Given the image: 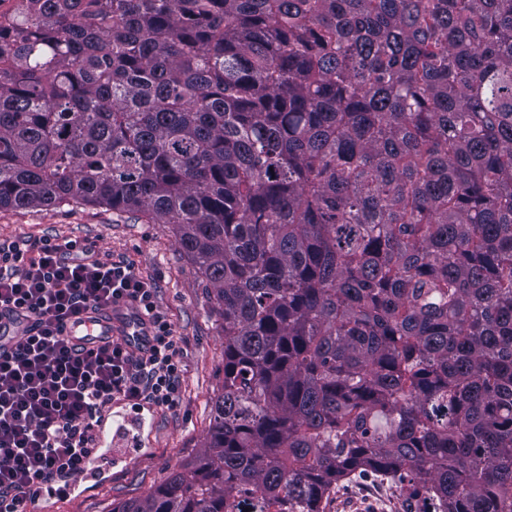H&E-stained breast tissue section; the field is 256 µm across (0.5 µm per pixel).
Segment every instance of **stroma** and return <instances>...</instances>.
Returning a JSON list of instances; mask_svg holds the SVG:
<instances>
[{
  "label": "stroma",
  "instance_id": "stroma-1",
  "mask_svg": "<svg viewBox=\"0 0 512 512\" xmlns=\"http://www.w3.org/2000/svg\"><path fill=\"white\" fill-rule=\"evenodd\" d=\"M43 238L77 242L129 265L154 289L180 350L178 402L146 406L143 425L125 421L130 408L112 404L113 426H124L112 467L103 482L71 491L51 503L52 512H112L113 506L144 497L191 460L211 426L212 404L224 381L222 318L193 262L168 224H147L99 206L52 210L0 209V242ZM367 501L370 512H408L400 489L367 474L340 485L328 512H341L350 498Z\"/></svg>",
  "mask_w": 512,
  "mask_h": 512
}]
</instances>
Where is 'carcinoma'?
Returning a JSON list of instances; mask_svg holds the SVG:
<instances>
[{
    "label": "carcinoma",
    "mask_w": 512,
    "mask_h": 512,
    "mask_svg": "<svg viewBox=\"0 0 512 512\" xmlns=\"http://www.w3.org/2000/svg\"><path fill=\"white\" fill-rule=\"evenodd\" d=\"M0 208L171 224L223 319L203 449L112 512H512V0H28ZM358 497L367 501L366 511L406 512L410 510L400 489L389 482L380 483L373 475L367 474L340 485L335 500L328 506L327 512H343L341 506L350 498Z\"/></svg>",
    "instance_id": "obj_1"
}]
</instances>
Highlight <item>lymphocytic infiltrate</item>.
Listing matches in <instances>:
<instances>
[{"mask_svg":"<svg viewBox=\"0 0 512 512\" xmlns=\"http://www.w3.org/2000/svg\"><path fill=\"white\" fill-rule=\"evenodd\" d=\"M120 303L147 318V349L69 335L81 316ZM16 316L32 325L0 349V512H27L37 481L83 472L95 428L114 400L135 409L174 406L181 372L173 328L153 288L90 247L49 238L25 249L0 242V319Z\"/></svg>","mask_w":512,"mask_h":512,"instance_id":"f902f5d3","label":"lymphocytic infiltrate"}]
</instances>
